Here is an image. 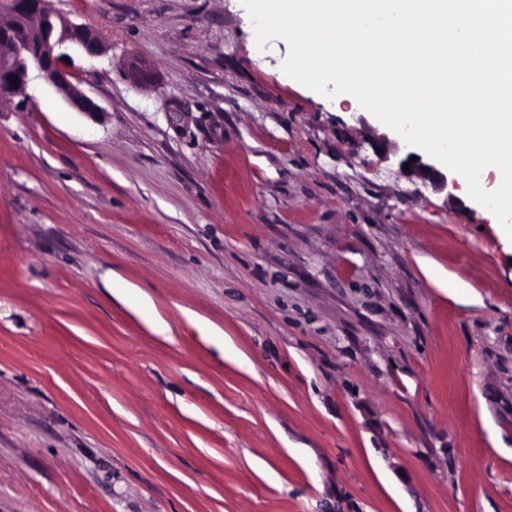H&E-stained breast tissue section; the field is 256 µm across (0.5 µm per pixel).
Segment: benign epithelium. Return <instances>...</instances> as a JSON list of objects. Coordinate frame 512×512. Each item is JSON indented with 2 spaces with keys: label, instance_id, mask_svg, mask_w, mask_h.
<instances>
[{
  "label": "benign epithelium",
  "instance_id": "benign-epithelium-1",
  "mask_svg": "<svg viewBox=\"0 0 512 512\" xmlns=\"http://www.w3.org/2000/svg\"><path fill=\"white\" fill-rule=\"evenodd\" d=\"M67 43L82 48L90 56L102 53L104 44L97 33L73 23L50 6V0H14V9L0 15V102L22 98L29 103L26 89L31 67L72 110L92 119L102 115L100 107L72 82V73L63 61L60 49ZM126 77L134 84L149 86L154 82L152 69L139 60L131 61ZM19 79L14 84L12 80ZM408 175L417 177L437 191L456 187L452 173H444L436 164L422 157L409 163Z\"/></svg>",
  "mask_w": 512,
  "mask_h": 512
}]
</instances>
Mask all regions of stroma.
Masks as SVG:
<instances>
[{
  "label": "stroma",
  "instance_id": "1",
  "mask_svg": "<svg viewBox=\"0 0 512 512\" xmlns=\"http://www.w3.org/2000/svg\"><path fill=\"white\" fill-rule=\"evenodd\" d=\"M51 3L103 115L0 103V512H512V240L242 0ZM417 157V161L410 162V157ZM404 163H409L408 175L411 177H417L424 182H429L430 185L436 191H447V194L452 196L451 192H448V188H455L456 181L453 178L452 173L448 172L445 174L437 168L436 164L429 160L423 161L422 157L416 154H412ZM424 168H428V171H424Z\"/></svg>",
  "mask_w": 512,
  "mask_h": 512
}]
</instances>
